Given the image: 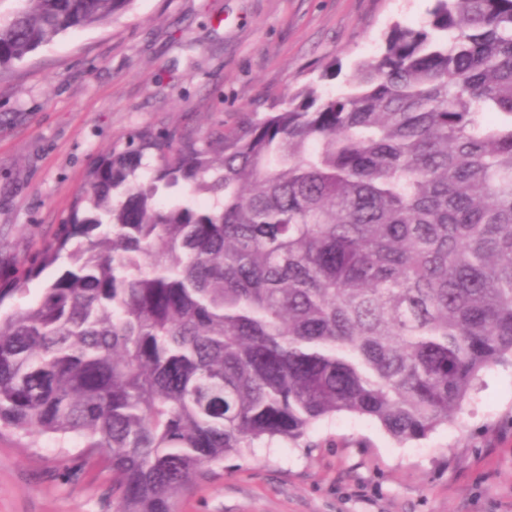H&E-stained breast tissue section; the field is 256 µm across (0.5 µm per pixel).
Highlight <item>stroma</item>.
I'll return each instance as SVG.
<instances>
[{"mask_svg": "<svg viewBox=\"0 0 512 512\" xmlns=\"http://www.w3.org/2000/svg\"><path fill=\"white\" fill-rule=\"evenodd\" d=\"M433 0H132L0 72V272L30 261L87 188L89 168L133 136L236 127L374 54ZM112 474L77 446L0 433V512H112ZM175 512H512V363L484 371L455 416L400 443L337 415L300 444L228 456Z\"/></svg>", "mask_w": 512, "mask_h": 512, "instance_id": "1", "label": "stroma"}]
</instances>
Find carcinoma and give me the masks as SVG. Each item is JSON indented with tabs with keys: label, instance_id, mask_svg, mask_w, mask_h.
Segmentation results:
<instances>
[{
	"label": "carcinoma",
	"instance_id": "obj_1",
	"mask_svg": "<svg viewBox=\"0 0 512 512\" xmlns=\"http://www.w3.org/2000/svg\"><path fill=\"white\" fill-rule=\"evenodd\" d=\"M0 68L132 0H20ZM206 136L133 137L89 170L0 305V428L172 512L224 456L336 414L397 441L512 359V0H434L380 51Z\"/></svg>",
	"mask_w": 512,
	"mask_h": 512
}]
</instances>
